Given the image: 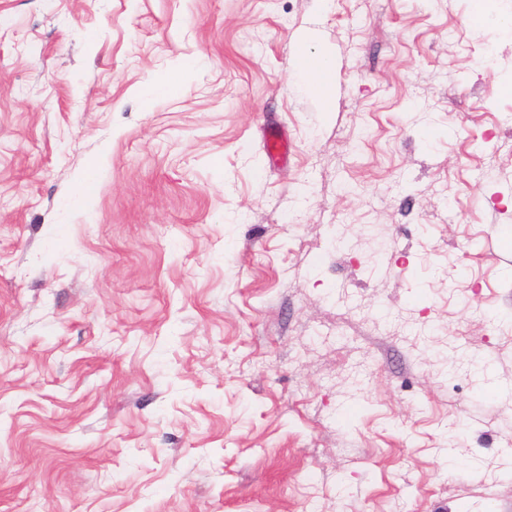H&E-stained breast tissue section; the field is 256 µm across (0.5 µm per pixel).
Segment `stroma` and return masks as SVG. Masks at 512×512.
<instances>
[{"mask_svg": "<svg viewBox=\"0 0 512 512\" xmlns=\"http://www.w3.org/2000/svg\"><path fill=\"white\" fill-rule=\"evenodd\" d=\"M471 9L0 0V512H512V33ZM298 70L309 91L321 101L323 110L332 111L331 88L336 77V60L328 55L303 50L299 53ZM183 88L182 71L169 72L163 79L154 82L149 87L148 94L151 97H163L179 94Z\"/></svg>", "mask_w": 512, "mask_h": 512, "instance_id": "1", "label": "stroma"}]
</instances>
